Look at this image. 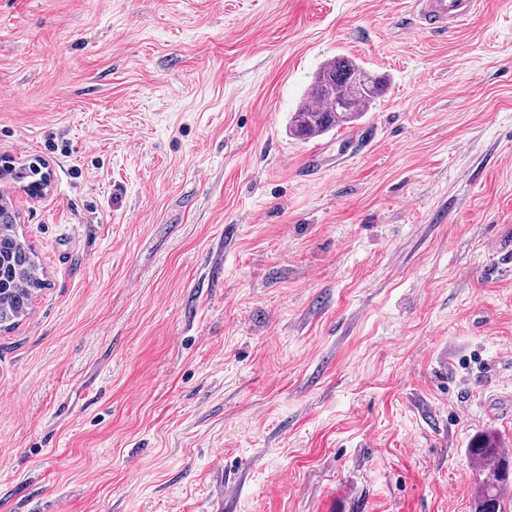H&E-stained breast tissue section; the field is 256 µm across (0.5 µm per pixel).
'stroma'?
<instances>
[{"label": "stroma", "mask_w": 512, "mask_h": 512, "mask_svg": "<svg viewBox=\"0 0 512 512\" xmlns=\"http://www.w3.org/2000/svg\"><path fill=\"white\" fill-rule=\"evenodd\" d=\"M0 0V512H473L512 448V0ZM340 55L357 125L287 129ZM414 17L434 34H445L475 13V0H414ZM43 269L16 233L15 215L0 206V331L14 328L29 314L35 292L46 288ZM493 436H482L468 449L475 469L483 475L478 486L475 512H506L503 490L511 484L508 452Z\"/></svg>", "instance_id": "1"}]
</instances>
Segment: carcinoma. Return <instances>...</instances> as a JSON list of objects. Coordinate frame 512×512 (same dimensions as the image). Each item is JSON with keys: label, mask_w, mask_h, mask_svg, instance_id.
Returning <instances> with one entry per match:
<instances>
[{"label": "carcinoma", "mask_w": 512, "mask_h": 512, "mask_svg": "<svg viewBox=\"0 0 512 512\" xmlns=\"http://www.w3.org/2000/svg\"><path fill=\"white\" fill-rule=\"evenodd\" d=\"M388 89L356 59L338 56L313 76L307 100L288 122L289 135L309 140L359 122ZM47 286L43 269L16 233L13 211L0 206V331L14 328L29 314L35 292ZM475 469L483 475L475 512H506L503 490L512 478L508 452L493 436H482L468 449Z\"/></svg>", "instance_id": "cac0c4a2"}]
</instances>
